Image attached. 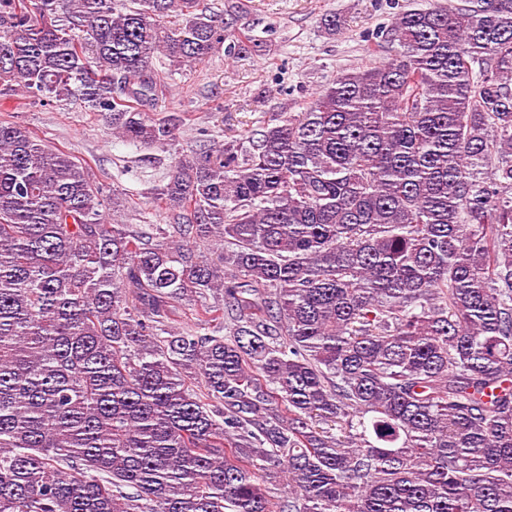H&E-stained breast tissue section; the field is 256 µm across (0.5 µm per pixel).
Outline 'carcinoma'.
Masks as SVG:
<instances>
[{
	"mask_svg": "<svg viewBox=\"0 0 512 512\" xmlns=\"http://www.w3.org/2000/svg\"><path fill=\"white\" fill-rule=\"evenodd\" d=\"M248 14L0 0V94L166 150L170 76L241 58ZM378 38L301 111L200 129L166 224L0 121V512H512V0Z\"/></svg>",
	"mask_w": 512,
	"mask_h": 512,
	"instance_id": "1",
	"label": "carcinoma"
}]
</instances>
